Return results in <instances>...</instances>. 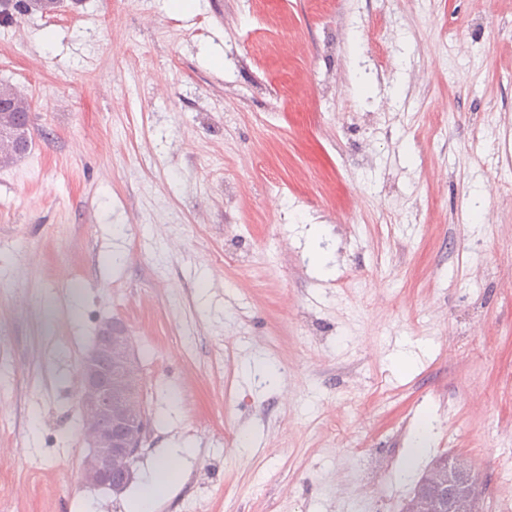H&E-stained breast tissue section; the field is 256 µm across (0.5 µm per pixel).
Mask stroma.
<instances>
[{
    "label": "stroma",
    "instance_id": "obj_1",
    "mask_svg": "<svg viewBox=\"0 0 512 512\" xmlns=\"http://www.w3.org/2000/svg\"><path fill=\"white\" fill-rule=\"evenodd\" d=\"M8 512H401L461 454L512 512V0H61L0 17ZM151 420L84 484L100 320ZM7 99L8 108L4 109V101L1 98L0 125L6 117L12 121H17L25 128L22 130L21 138L16 135L15 138H2L0 140V165H9L18 159L24 157L31 149L32 141L30 136L31 123V103L27 97L21 95L10 85H2L0 87V95ZM186 448H170L167 453L160 459L156 468V477L153 481L146 484L139 492L138 499L140 501V509L138 512L152 511L153 502L162 489L163 485L157 475L161 474L165 469H174L179 466V460L185 455Z\"/></svg>",
    "mask_w": 512,
    "mask_h": 512
}]
</instances>
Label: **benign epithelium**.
I'll use <instances>...</instances> for the list:
<instances>
[{
	"label": "benign epithelium",
	"instance_id": "benign-epithelium-1",
	"mask_svg": "<svg viewBox=\"0 0 512 512\" xmlns=\"http://www.w3.org/2000/svg\"><path fill=\"white\" fill-rule=\"evenodd\" d=\"M143 387L133 337L121 321H103L83 358L76 396L81 439L87 448L81 464L86 485L119 493L123 484L115 480V475L131 478L133 458L148 433ZM463 459L459 454L450 455L448 469L431 470L425 478L435 487L445 488L453 485L456 474H461L463 486L453 490L448 512H479L474 490L482 483V476L474 467H459ZM407 512H441L439 499L418 493Z\"/></svg>",
	"mask_w": 512,
	"mask_h": 512
}]
</instances>
